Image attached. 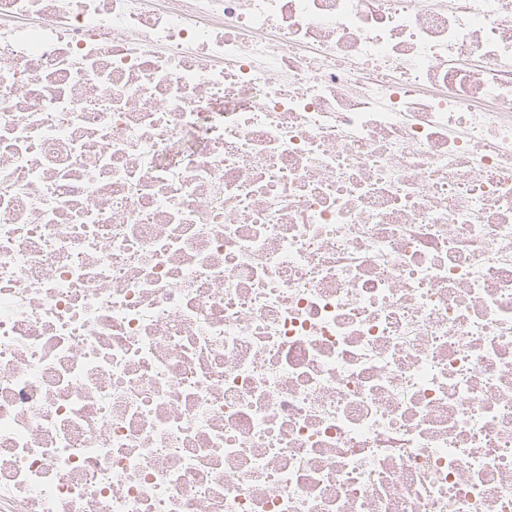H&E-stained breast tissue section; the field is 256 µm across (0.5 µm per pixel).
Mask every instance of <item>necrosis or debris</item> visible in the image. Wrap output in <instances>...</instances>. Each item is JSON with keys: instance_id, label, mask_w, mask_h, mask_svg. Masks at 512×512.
<instances>
[{"instance_id": "obj_1", "label": "necrosis or debris", "mask_w": 512, "mask_h": 512, "mask_svg": "<svg viewBox=\"0 0 512 512\" xmlns=\"http://www.w3.org/2000/svg\"><path fill=\"white\" fill-rule=\"evenodd\" d=\"M0 512H512V0H0Z\"/></svg>"}]
</instances>
